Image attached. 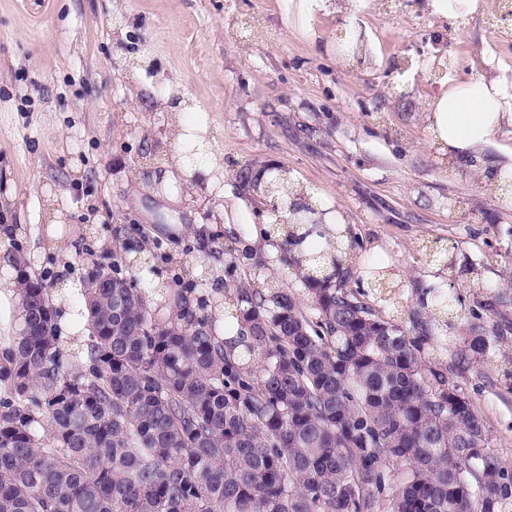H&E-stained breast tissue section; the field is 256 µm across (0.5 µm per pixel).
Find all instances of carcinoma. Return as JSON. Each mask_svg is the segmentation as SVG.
<instances>
[{
    "label": "carcinoma",
    "mask_w": 512,
    "mask_h": 512,
    "mask_svg": "<svg viewBox=\"0 0 512 512\" xmlns=\"http://www.w3.org/2000/svg\"><path fill=\"white\" fill-rule=\"evenodd\" d=\"M126 265L114 250L87 266L78 357L43 280L22 274L0 512H512V466L487 451L456 371L424 360L436 324L415 314L407 335L340 258L302 280L307 309L267 281L235 285L236 354L204 300L154 306ZM472 318L460 364L490 350Z\"/></svg>",
    "instance_id": "carcinoma-1"
}]
</instances>
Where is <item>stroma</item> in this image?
<instances>
[{"label": "stroma", "mask_w": 512, "mask_h": 512, "mask_svg": "<svg viewBox=\"0 0 512 512\" xmlns=\"http://www.w3.org/2000/svg\"><path fill=\"white\" fill-rule=\"evenodd\" d=\"M423 0H368L354 23L364 58L339 49L345 22L317 15L307 43L288 24V0H0V225L47 287L82 281L91 261L126 243L141 280L192 289L222 321L227 288L254 277L297 294L286 265L256 267L239 249L266 204L228 214L206 188L162 187L179 85L224 154L234 191L244 166L297 174L343 209L360 247L356 278L387 268L403 310L434 317L454 297L441 346L449 365L473 314L512 339V206L463 165L449 166L427 137L424 111L440 89L425 68L450 54L448 76L496 77L512 105V20L496 0L455 25ZM141 65L142 78L131 76ZM459 383L484 419L489 451L512 465V378L501 358Z\"/></svg>", "instance_id": "35a3bbf8"}]
</instances>
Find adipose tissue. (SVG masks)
I'll return each mask as SVG.
<instances>
[{
	"label": "adipose tissue",
	"mask_w": 512,
	"mask_h": 512,
	"mask_svg": "<svg viewBox=\"0 0 512 512\" xmlns=\"http://www.w3.org/2000/svg\"><path fill=\"white\" fill-rule=\"evenodd\" d=\"M366 0H298L295 16L301 34L316 40L313 18L321 13L354 15ZM426 131L431 143L439 146L450 160L470 162L487 181L492 182L506 202L512 203V162L500 166L489 164L483 157L484 149L505 129H512V106H506L497 79L486 75L468 81H448L445 89L426 106ZM171 157L164 173L166 181L185 182L199 179L208 187L222 188L217 170L223 169L224 159L219 150H212L208 160L194 163L184 153L187 141L205 142L209 128L205 123L177 122L170 132ZM287 209L311 207L310 221L291 226L293 254L302 261L301 271L318 275L319 270L309 257L323 232L345 226L343 210L335 206L324 194L297 176H290ZM22 321L21 299L16 278L9 274L0 279V366L13 359L18 338L16 333Z\"/></svg>",
	"instance_id": "1"
}]
</instances>
